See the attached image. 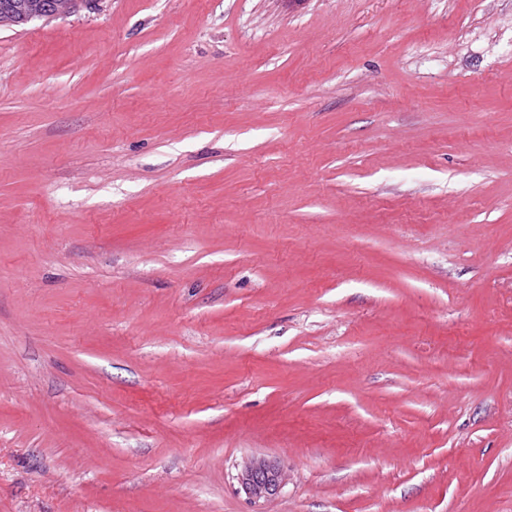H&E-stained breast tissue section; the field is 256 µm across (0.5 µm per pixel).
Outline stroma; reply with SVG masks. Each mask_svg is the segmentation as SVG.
<instances>
[{
	"label": "stroma",
	"mask_w": 512,
	"mask_h": 512,
	"mask_svg": "<svg viewBox=\"0 0 512 512\" xmlns=\"http://www.w3.org/2000/svg\"><path fill=\"white\" fill-rule=\"evenodd\" d=\"M0 512H512V0L1 27ZM237 481L241 490L254 504L277 496L285 484L280 465L266 459H257L249 463L237 475Z\"/></svg>",
	"instance_id": "1"
}]
</instances>
